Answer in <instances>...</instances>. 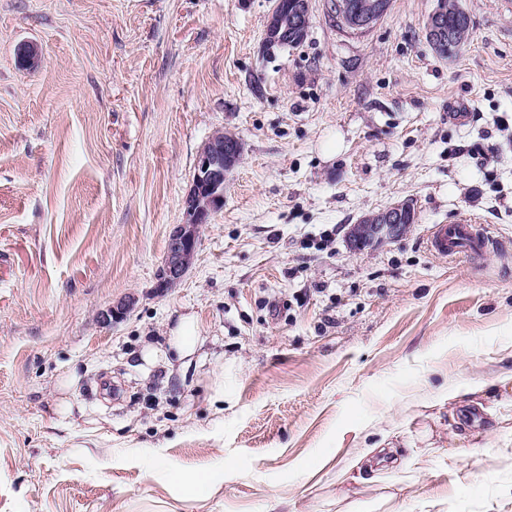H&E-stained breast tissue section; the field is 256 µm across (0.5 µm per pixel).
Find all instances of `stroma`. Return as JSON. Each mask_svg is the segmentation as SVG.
<instances>
[{"instance_id":"35a3bbf8","label":"stroma","mask_w":512,"mask_h":512,"mask_svg":"<svg viewBox=\"0 0 512 512\" xmlns=\"http://www.w3.org/2000/svg\"><path fill=\"white\" fill-rule=\"evenodd\" d=\"M459 3L444 58L436 0L356 35L311 0L272 50V0H0V512H512V0ZM218 130L242 161L158 291ZM463 217L490 251L434 255ZM185 315L190 368L146 363ZM442 3L443 0H437L436 7L427 16L424 23V35L434 48L441 46H448V48H450L455 42V50L451 54L444 55L435 51L438 55L447 58V56H453L468 41L470 30H459L457 33L455 32L459 28L470 29L471 19L466 11L461 12L463 8L460 6L458 0H445V10L443 9ZM445 14L446 16L448 15V20H446ZM451 24L453 25L450 26ZM415 218L412 205H391L360 217L350 226L348 241L356 250L382 245L403 236Z\"/></svg>"}]
</instances>
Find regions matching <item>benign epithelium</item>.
I'll return each instance as SVG.
<instances>
[{"label": "benign epithelium", "mask_w": 512, "mask_h": 512, "mask_svg": "<svg viewBox=\"0 0 512 512\" xmlns=\"http://www.w3.org/2000/svg\"><path fill=\"white\" fill-rule=\"evenodd\" d=\"M442 3L443 0H437L424 23V35L435 48L452 46L456 30L471 28L470 16L465 11L456 17L453 25H448ZM388 8V0H359L340 14V18L348 31L364 33L387 13ZM309 24L310 0H275L266 25L265 44L270 49L291 45L305 34ZM40 55V48L32 43H23L17 49L19 63L29 68L37 65ZM241 156L239 139L224 132L213 134L202 147L193 183L185 199L186 222L177 225L169 234L157 288H167L184 277L194 258L200 229L222 205L224 181ZM415 218L413 206L391 205L360 217L350 226L348 241L356 250L382 245L403 236Z\"/></svg>", "instance_id": "7a95c632"}]
</instances>
